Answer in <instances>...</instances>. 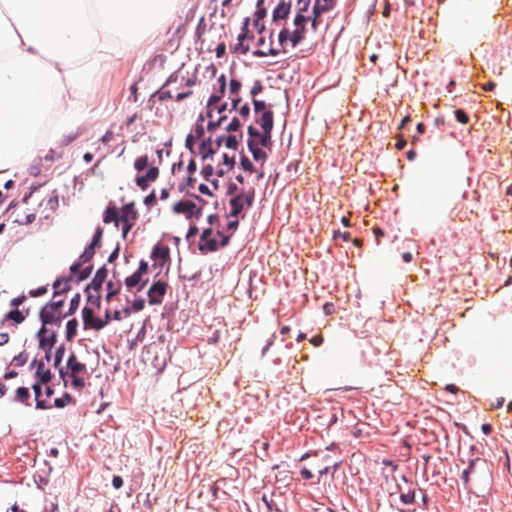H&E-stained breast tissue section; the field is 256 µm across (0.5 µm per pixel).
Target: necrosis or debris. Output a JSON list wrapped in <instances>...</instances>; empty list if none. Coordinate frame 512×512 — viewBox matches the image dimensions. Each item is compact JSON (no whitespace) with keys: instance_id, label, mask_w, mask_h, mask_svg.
Here are the masks:
<instances>
[{"instance_id":"1","label":"necrosis or debris","mask_w":512,"mask_h":512,"mask_svg":"<svg viewBox=\"0 0 512 512\" xmlns=\"http://www.w3.org/2000/svg\"><path fill=\"white\" fill-rule=\"evenodd\" d=\"M431 2L401 0L395 17L377 24L376 53L360 79L371 86L386 75L388 87L376 102L365 96L345 100L350 122L335 142L314 156L302 151V158H315V184L327 192L301 196L303 222L289 232L275 273L266 271L265 249L250 256L253 275L263 287L302 298L297 323L315 320L320 301L339 303L334 323L355 341L359 368L387 379L385 399L398 403L409 394L426 405L436 399L415 383L414 370L435 344L442 320L512 277V113L502 107L486 109L482 131L458 133L476 172L451 223L432 235L397 233L402 186L379 162L398 150L395 125L409 124L415 132L431 134L455 121L460 104L480 98L471 69L460 62L450 70L435 64L439 46ZM488 41L481 72L495 80L512 66L511 12L489 30ZM363 133L374 141L368 161L358 152ZM489 224L498 225L497 236L485 235ZM369 242L406 254L410 271L429 295L424 306H412L407 289L392 288L377 308L367 307L350 286L348 258L351 250ZM248 377L250 395L236 411L240 424L231 442L235 448L254 442L245 426L254 408L273 416L296 398L285 389L269 397L257 371Z\"/></svg>"}]
</instances>
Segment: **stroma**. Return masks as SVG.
<instances>
[{
  "instance_id": "35a3bbf8",
  "label": "stroma",
  "mask_w": 512,
  "mask_h": 512,
  "mask_svg": "<svg viewBox=\"0 0 512 512\" xmlns=\"http://www.w3.org/2000/svg\"><path fill=\"white\" fill-rule=\"evenodd\" d=\"M394 0H336L307 41L292 52L252 58L233 53L235 29L251 0H183L164 35L117 64L85 128L52 146L11 188L0 191V300L20 286L11 277L35 244L81 223L48 265L50 279L68 267L107 204L127 197L133 164L176 154L184 134L231 69L275 104L273 152L249 188L253 207L223 250L180 252L172 286L152 307L95 336L83 348L87 383L65 406L40 411L0 405V512H512V444L496 447L501 420L512 418V388L437 369L427 352L416 375L445 399L442 407L403 408L384 401L378 376L311 382L282 341L298 309L258 287L248 255L278 251L283 227L297 219L290 193L312 177L301 146L326 144L344 121L336 102L365 94L358 74L371 56L373 11ZM263 303L252 316L251 296ZM486 297L450 314L440 347L479 328ZM279 327L267 329L269 311ZM238 331L224 340V320ZM286 372L299 399L285 416L255 418V443L227 450L233 423L224 387L244 367ZM494 471L490 495L466 501L460 474L466 451ZM315 473L299 469L305 452Z\"/></svg>"
}]
</instances>
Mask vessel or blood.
Here are the masks:
<instances>
[{
  "mask_svg": "<svg viewBox=\"0 0 512 512\" xmlns=\"http://www.w3.org/2000/svg\"><path fill=\"white\" fill-rule=\"evenodd\" d=\"M351 268L355 276L361 279L364 288L375 295L413 280L412 274L400 263L397 249L393 247L360 248L352 254ZM332 368L340 378L352 373L356 368L354 348L345 345L337 349ZM492 480L493 469L486 457L474 452L464 456L461 481L469 498H484L491 488Z\"/></svg>",
  "mask_w": 512,
  "mask_h": 512,
  "instance_id": "vessel-or-blood-1",
  "label": "vessel or blood"
}]
</instances>
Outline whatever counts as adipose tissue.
<instances>
[{"label":"adipose tissue","mask_w":512,"mask_h":512,"mask_svg":"<svg viewBox=\"0 0 512 512\" xmlns=\"http://www.w3.org/2000/svg\"><path fill=\"white\" fill-rule=\"evenodd\" d=\"M181 0H0V189L12 187L55 142L82 129L89 105L120 60L149 50ZM495 0H449L439 15L444 38L475 48ZM468 160L452 139L433 143L407 166L403 220L438 223L469 185ZM62 239L38 244L12 271L33 288L61 252Z\"/></svg>","instance_id":"obj_1"}]
</instances>
